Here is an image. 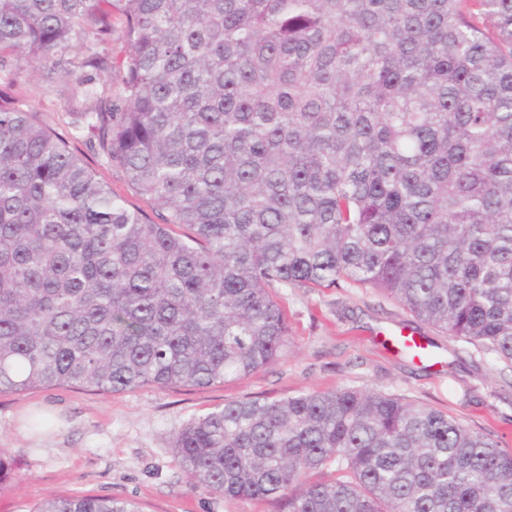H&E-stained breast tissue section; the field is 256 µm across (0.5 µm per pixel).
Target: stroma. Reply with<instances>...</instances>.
<instances>
[{
	"instance_id": "obj_1",
	"label": "stroma",
	"mask_w": 512,
	"mask_h": 512,
	"mask_svg": "<svg viewBox=\"0 0 512 512\" xmlns=\"http://www.w3.org/2000/svg\"><path fill=\"white\" fill-rule=\"evenodd\" d=\"M14 96L21 110L66 136L71 150L129 207L143 204L125 175L87 147L71 114L82 100L71 85L22 66ZM289 341L278 360L242 379L209 387L143 386L99 392L79 386L40 387L0 395V448L12 473L0 482V512H33L54 496H126L142 512H277L276 503L227 498L191 485L174 459V433L193 417L230 401L285 398L354 386L405 397L464 420L512 451V394L503 376L470 348L414 318L369 288L278 289ZM416 331L430 354L399 353L387 335ZM48 426L35 428L38 416Z\"/></svg>"
}]
</instances>
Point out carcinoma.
Returning a JSON list of instances; mask_svg holds the SVG:
<instances>
[{
    "mask_svg": "<svg viewBox=\"0 0 512 512\" xmlns=\"http://www.w3.org/2000/svg\"><path fill=\"white\" fill-rule=\"evenodd\" d=\"M22 61L91 71L74 127L162 213L0 81V393L247 377L288 344L275 287L373 288L512 368V0H0V72ZM173 450L279 512H512V451L378 390L231 401ZM118 16V12H114L112 42L98 48L101 53L108 54L112 58V61L115 62V65L119 64L120 59L128 51V46L123 33L124 29L122 28L121 21Z\"/></svg>",
    "mask_w": 512,
    "mask_h": 512,
    "instance_id": "1",
    "label": "carcinoma"
}]
</instances>
